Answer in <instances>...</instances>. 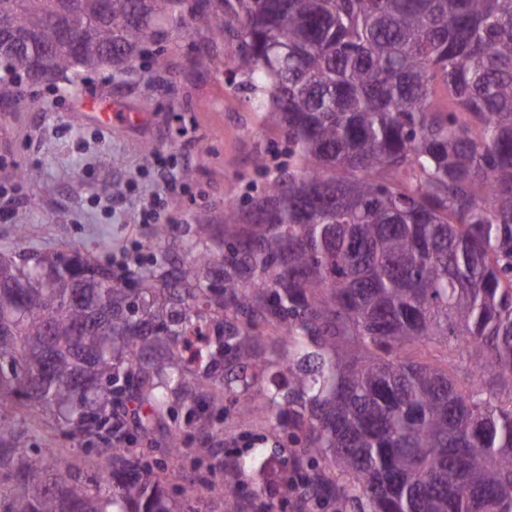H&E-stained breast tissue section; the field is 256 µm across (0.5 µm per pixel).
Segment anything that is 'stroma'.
Listing matches in <instances>:
<instances>
[{"instance_id": "35a3bbf8", "label": "stroma", "mask_w": 512, "mask_h": 512, "mask_svg": "<svg viewBox=\"0 0 512 512\" xmlns=\"http://www.w3.org/2000/svg\"><path fill=\"white\" fill-rule=\"evenodd\" d=\"M201 25L169 27L149 43L160 54L161 71L137 67L113 78L93 72L78 80L74 93L22 78L18 94L0 103V187L17 186V201L0 214V252L80 254L100 264L130 242L160 241L157 257L180 252L197 238L201 224L222 225L224 202L262 191L283 162L285 142L248 103L240 79L231 76V41L213 45ZM154 80L152 94L143 85ZM119 113L107 123L104 113ZM154 146L153 160L140 148ZM267 169L253 163L257 153ZM35 167L40 187L20 182V169ZM162 194L169 203L158 224L137 221L143 200ZM117 196L111 213L95 198ZM25 214L24 235L15 231ZM265 374L224 401V456L238 461L248 443L266 449L276 473L293 467L288 425L277 421L261 393L274 377L287 376L283 352L269 354ZM205 464L185 455L168 461L164 482L178 512H226L222 476L212 490L190 489L206 476Z\"/></svg>"}]
</instances>
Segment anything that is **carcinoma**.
Segmentation results:
<instances>
[{"label": "carcinoma", "instance_id": "cac0c4a2", "mask_svg": "<svg viewBox=\"0 0 512 512\" xmlns=\"http://www.w3.org/2000/svg\"><path fill=\"white\" fill-rule=\"evenodd\" d=\"M61 2L0 16L67 93L132 70L161 16L231 39L288 169L224 202L226 253L191 240L125 280L0 254V512H177L134 444L177 399L215 461L218 403L277 348L288 391L263 397L320 501L512 512V0H70L78 53ZM36 406L85 447H38ZM243 492L225 479L227 512Z\"/></svg>", "mask_w": 512, "mask_h": 512}]
</instances>
